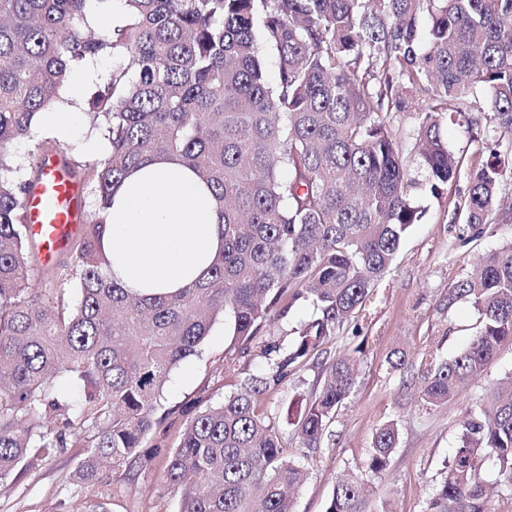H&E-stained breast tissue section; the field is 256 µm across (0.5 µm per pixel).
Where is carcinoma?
Returning <instances> with one entry per match:
<instances>
[{
  "instance_id": "cac0c4a2",
  "label": "carcinoma",
  "mask_w": 512,
  "mask_h": 512,
  "mask_svg": "<svg viewBox=\"0 0 512 512\" xmlns=\"http://www.w3.org/2000/svg\"><path fill=\"white\" fill-rule=\"evenodd\" d=\"M106 0H0V483L61 448H81L73 479L86 488L165 456L179 512H293L288 491L307 473L286 458L259 396L321 355L319 390L291 424L305 448L320 445L357 387L346 356L324 345L359 317L423 211L408 194L406 158L393 112L403 95L422 121L411 151L438 196L467 168L468 189L448 195L467 245L512 224V0H126L125 25L86 30ZM428 15L427 37L419 19ZM278 57L270 84L255 30ZM114 52L125 65L92 100L110 152L77 169L94 183L97 209L72 240L77 288L30 286L38 243L23 215L32 179L7 163L74 67ZM485 114L482 147L448 151L447 116ZM155 157L178 160L207 185L224 250L206 277L168 295L129 292L104 270L101 240L114 189ZM304 299L314 317L291 348L264 338ZM479 319L454 356L421 354L420 400L448 403L482 375L512 339V241L442 294ZM219 317L236 357L265 372L198 411L175 448L147 446L170 372L199 353ZM79 390L64 396L59 386ZM395 420L373 434L366 468L384 472L399 439ZM512 486V373L470 412L427 512H490L483 464ZM365 487L337 479L325 512H363Z\"/></svg>"
}]
</instances>
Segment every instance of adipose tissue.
<instances>
[{
  "label": "adipose tissue",
  "instance_id": "ef3b65f1",
  "mask_svg": "<svg viewBox=\"0 0 512 512\" xmlns=\"http://www.w3.org/2000/svg\"><path fill=\"white\" fill-rule=\"evenodd\" d=\"M86 82L83 72L74 73L68 88L71 108L38 113V124L72 140ZM220 247L215 203L190 169L155 160L134 170L115 190L102 250L109 275L128 291L166 293L189 287Z\"/></svg>",
  "mask_w": 512,
  "mask_h": 512
}]
</instances>
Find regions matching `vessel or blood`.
<instances>
[{
	"label": "vessel or blood",
	"instance_id": "1",
	"mask_svg": "<svg viewBox=\"0 0 512 512\" xmlns=\"http://www.w3.org/2000/svg\"><path fill=\"white\" fill-rule=\"evenodd\" d=\"M41 175L26 194L23 207L30 231L39 242L38 259L49 265L67 251L87 220L83 185L64 153H48L39 161Z\"/></svg>",
	"mask_w": 512,
	"mask_h": 512
}]
</instances>
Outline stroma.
I'll list each match as a JSON object with an SVG mask.
<instances>
[{
	"mask_svg": "<svg viewBox=\"0 0 512 512\" xmlns=\"http://www.w3.org/2000/svg\"><path fill=\"white\" fill-rule=\"evenodd\" d=\"M80 111L77 139L67 143L33 128L30 138L15 144L13 164L30 176L46 151H65L71 162L80 165L104 159L109 152L106 130L92 124L88 105H81ZM88 140L98 143L97 152L84 150ZM408 170L412 201L426 214L404 237L396 261L379 284V301L327 345L330 355L354 353L360 361L357 389L332 424L331 436L319 447H302L288 421V412L296 408L299 398H311L315 392L319 374L315 362H307L282 387L261 397V411L280 431L287 457L308 472L294 498V512H325L335 479L347 472L358 475L367 486L365 512H425L453 454L461 424L512 370V341L507 340L484 373L447 406L430 409L420 402L417 363L422 352L437 343L445 355H454L478 319L476 310L465 303L450 311L443 309V292L477 259L511 237L512 227L502 226L497 236L458 246V227L448 219L447 196L430 195L417 158H410ZM226 345L224 322L219 319L206 336L201 354L187 358L171 374L162 398L170 415L150 437V444L175 447L188 421L185 406L220 404L237 392L245 376L255 373V361L246 359L239 360L234 370H225ZM398 348L406 351L408 363L395 372L388 358ZM391 419L399 423L398 445L388 468L375 474L365 465L371 439ZM78 459V449L65 448L39 469L9 479L0 486V512H66L76 499L106 503L109 512H178L179 497L164 480L163 459L128 474L114 472L111 485L89 490L79 489L72 481Z\"/></svg>",
	"mask_w": 512,
	"mask_h": 512,
	"instance_id": "stroma-1",
	"label": "stroma"
}]
</instances>
